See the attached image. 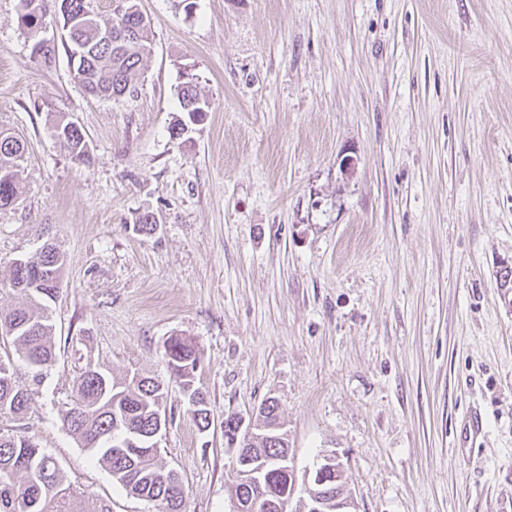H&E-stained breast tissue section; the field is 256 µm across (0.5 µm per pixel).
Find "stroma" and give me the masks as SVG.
I'll use <instances>...</instances> for the list:
<instances>
[{"mask_svg": "<svg viewBox=\"0 0 512 512\" xmlns=\"http://www.w3.org/2000/svg\"><path fill=\"white\" fill-rule=\"evenodd\" d=\"M138 3L149 52L133 93L101 100L58 12L28 29L0 0V128L28 144L0 278L45 231L66 257L56 361L37 386L16 363L35 402L0 433L45 448L87 506L152 512L63 424L92 363L167 389L184 512H230L224 418L270 396L297 474L336 452L357 512H512V0ZM61 117L88 162L56 142ZM175 335L196 346L204 431L163 360ZM181 85L179 100L182 112H186L190 121H192L191 115L196 114L201 119L204 112H208L209 104L199 93L196 81H193V78H188Z\"/></svg>", "mask_w": 512, "mask_h": 512, "instance_id": "stroma-1", "label": "stroma"}]
</instances>
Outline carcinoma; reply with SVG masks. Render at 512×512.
Returning <instances> with one entry per match:
<instances>
[{
  "mask_svg": "<svg viewBox=\"0 0 512 512\" xmlns=\"http://www.w3.org/2000/svg\"><path fill=\"white\" fill-rule=\"evenodd\" d=\"M60 12L66 29L64 47L73 62L75 77L94 97H121L133 87L148 47L146 27L128 41L122 52L99 37L103 27L122 29L128 10L137 7L127 0L125 9L113 16H101L91 10L88 0H60ZM39 14L20 15L28 29L43 24L47 14L45 0H38ZM182 111L203 115L209 104L191 79L182 82L179 91ZM57 142L72 158L82 161L89 153L83 132L71 123L55 127ZM27 145L7 129H0V209L17 204L21 196L19 172L26 160ZM65 255L54 243L44 242L31 257L12 263L8 280L0 281V292L8 288L23 295V301L7 312L0 311V339L10 342L17 356L29 368L34 384H40L55 363L52 345L51 306L60 297L59 285ZM164 359L171 375L187 399L197 427L208 428L211 410L195 385L198 358L192 341L171 336L165 344ZM167 391L151 377L134 376L118 380L86 365L74 383L73 399L65 411L63 424L83 447L94 450L112 478L133 496L151 502L156 512H182L181 486L159 459L154 432L158 428L160 404ZM34 392L17 384L10 359H0V417H22L30 408ZM256 421L269 424L281 421L280 404L272 399L258 408ZM252 459L267 462L288 449L287 440L266 430H255L248 445ZM261 479L269 499L266 512H283L282 501L293 491L292 472L267 467ZM323 500L320 512H336V497L344 495V482L329 480L316 488ZM0 512H86L57 461L33 439L0 433Z\"/></svg>",
  "mask_w": 512,
  "mask_h": 512,
  "instance_id": "obj_1",
  "label": "carcinoma"
}]
</instances>
